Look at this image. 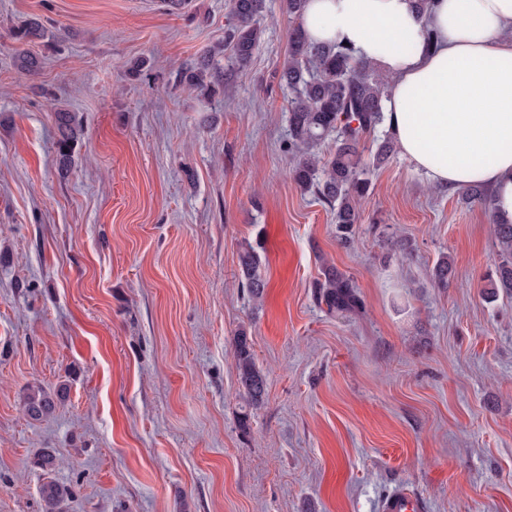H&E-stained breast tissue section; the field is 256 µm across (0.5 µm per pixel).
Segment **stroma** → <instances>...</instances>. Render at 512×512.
Wrapping results in <instances>:
<instances>
[{
    "label": "stroma",
    "instance_id": "stroma-1",
    "mask_svg": "<svg viewBox=\"0 0 512 512\" xmlns=\"http://www.w3.org/2000/svg\"><path fill=\"white\" fill-rule=\"evenodd\" d=\"M28 16L58 38L32 43L33 76L9 36ZM230 22L229 0H0V512H41L45 448L63 512H379L402 486L428 512H512V298L486 296L490 211L396 153L340 245L333 208L293 175L275 77L293 22L266 0L241 70ZM208 54L209 98L176 81ZM57 103L84 123L64 177ZM326 264L361 312L316 300ZM62 384L53 415L25 416L28 388ZM241 287L246 288L252 297L259 296L266 286V281L261 274V258L250 246L240 256ZM235 354L239 381L247 398L252 403H260L266 390V379L257 367L248 336L240 332L237 336Z\"/></svg>",
    "mask_w": 512,
    "mask_h": 512
}]
</instances>
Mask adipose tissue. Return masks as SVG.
<instances>
[{
    "label": "adipose tissue",
    "instance_id": "adipose-tissue-1",
    "mask_svg": "<svg viewBox=\"0 0 512 512\" xmlns=\"http://www.w3.org/2000/svg\"><path fill=\"white\" fill-rule=\"evenodd\" d=\"M302 25L390 78L385 126L417 172L489 188L512 223V0H307Z\"/></svg>",
    "mask_w": 512,
    "mask_h": 512
}]
</instances>
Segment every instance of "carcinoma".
Returning a JSON list of instances; mask_svg holds the SVG:
<instances>
[{"instance_id": "cac0c4a2", "label": "carcinoma", "mask_w": 512, "mask_h": 512, "mask_svg": "<svg viewBox=\"0 0 512 512\" xmlns=\"http://www.w3.org/2000/svg\"><path fill=\"white\" fill-rule=\"evenodd\" d=\"M230 8L234 22L228 27L224 46L230 50L232 65L245 67L261 39L260 20L266 9L265 0H230ZM10 37L25 45L45 37V29L33 18L13 28ZM41 64V57L29 50H22L13 58L15 70L25 75L38 73ZM212 69L213 60L204 56L195 66L181 72V82L211 93L215 86L207 82V76ZM278 77L292 92L288 144L296 154L295 180L303 190L314 192L336 208L339 241L348 246L353 225L360 222L358 205L368 192L370 170L382 166L393 152V142L387 136L380 140L369 160H364L360 151L363 138L384 123L389 83L371 66L355 60L349 50L311 43L300 24L290 32L288 54ZM53 117L58 132L59 168L65 172L71 163L73 146L82 135V120L62 105L54 106ZM332 136L335 149L323 162L315 148ZM463 200L492 205L490 193L480 186L466 188ZM493 234L499 254L494 269L488 273L487 295L495 298L503 293L512 298V224L493 223ZM240 267L241 287L250 296H259L266 286L259 254L251 247L245 249L240 256ZM452 271V262L443 257L433 268V280L446 288ZM316 288L317 299L331 310L355 312L362 308L353 281L333 266L322 270V280ZM235 354L240 384L247 398L257 404L265 395L266 379L255 363L244 332L237 336ZM64 391L63 387L54 394L39 387L29 389L24 401L25 414L34 421L51 416ZM32 465L47 475L39 489L41 512H62L61 505L70 489L49 477L57 465L56 455L44 450L33 458Z\"/></svg>"}]
</instances>
